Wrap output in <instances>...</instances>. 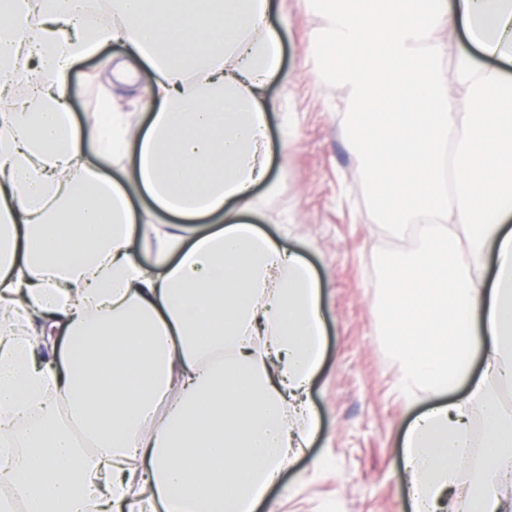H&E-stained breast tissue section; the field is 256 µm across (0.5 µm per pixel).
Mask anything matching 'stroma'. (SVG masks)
<instances>
[{"label": "stroma", "instance_id": "obj_1", "mask_svg": "<svg viewBox=\"0 0 512 512\" xmlns=\"http://www.w3.org/2000/svg\"><path fill=\"white\" fill-rule=\"evenodd\" d=\"M271 2L269 25L280 38L285 73L266 89L269 176L278 192L271 197L266 187H257L258 206L249 217L314 267L326 349L309 394L318 430L261 512H410L400 444L409 423L433 399L421 394L406 402L375 304L383 286L381 261L412 248L416 233L381 224L369 187L356 178L345 136L346 92L314 75L312 37L322 16L304 0ZM104 58L125 60L123 46H107ZM101 59L74 65L71 111L80 123L95 122L109 93L132 125H145L146 111L133 104L145 95V85L110 83L100 74Z\"/></svg>", "mask_w": 512, "mask_h": 512}]
</instances>
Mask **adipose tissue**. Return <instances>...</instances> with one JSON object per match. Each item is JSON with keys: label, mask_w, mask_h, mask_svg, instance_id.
<instances>
[{"label": "adipose tissue", "mask_w": 512, "mask_h": 512, "mask_svg": "<svg viewBox=\"0 0 512 512\" xmlns=\"http://www.w3.org/2000/svg\"><path fill=\"white\" fill-rule=\"evenodd\" d=\"M93 2L0 0V308L64 340L48 365L0 328V474L26 512H257L316 430L325 348L313 269L242 218L284 77L271 3L109 0L106 23ZM306 2L379 220L417 230L379 301L404 392L440 399L401 444L413 512H512V78L466 52L444 63L460 24L512 60V0ZM115 41L150 88L146 127L109 96L107 125L69 110L73 64ZM399 100L407 120L373 136L366 113ZM112 152L133 156L118 178L100 167ZM137 193L176 224L144 219Z\"/></svg>", "instance_id": "1"}]
</instances>
